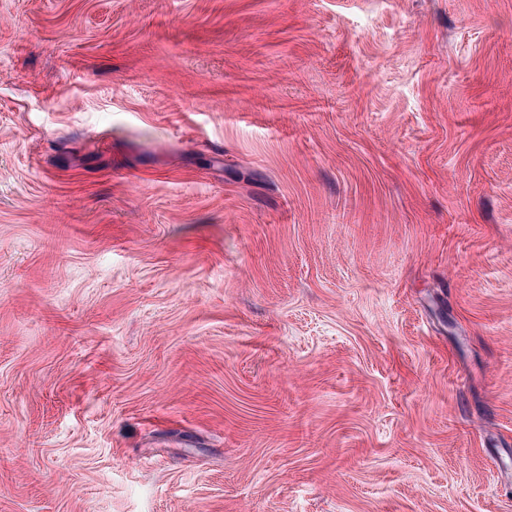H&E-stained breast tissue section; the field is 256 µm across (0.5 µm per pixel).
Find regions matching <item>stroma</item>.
Returning <instances> with one entry per match:
<instances>
[{
  "label": "stroma",
  "mask_w": 512,
  "mask_h": 512,
  "mask_svg": "<svg viewBox=\"0 0 512 512\" xmlns=\"http://www.w3.org/2000/svg\"><path fill=\"white\" fill-rule=\"evenodd\" d=\"M0 512H512V0H0Z\"/></svg>",
  "instance_id": "35a3bbf8"
}]
</instances>
